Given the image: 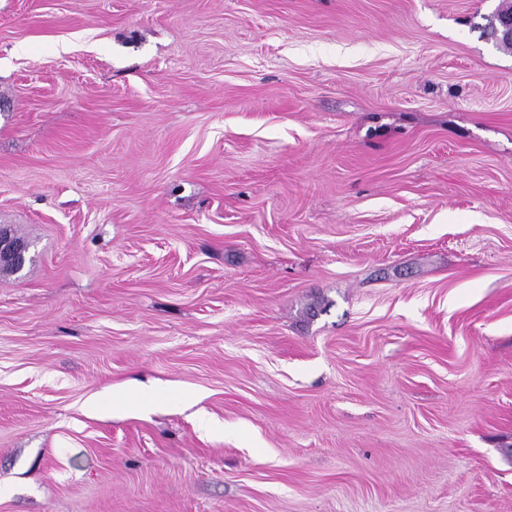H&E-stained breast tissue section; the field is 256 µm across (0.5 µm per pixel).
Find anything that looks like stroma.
I'll return each instance as SVG.
<instances>
[{"label":"stroma","instance_id":"stroma-1","mask_svg":"<svg viewBox=\"0 0 512 512\" xmlns=\"http://www.w3.org/2000/svg\"><path fill=\"white\" fill-rule=\"evenodd\" d=\"M500 2L0 0V512H512ZM29 253V245L23 239L15 236L5 225L0 226V273H16V268H23ZM9 263V264H8ZM13 264L15 267H13Z\"/></svg>","mask_w":512,"mask_h":512}]
</instances>
